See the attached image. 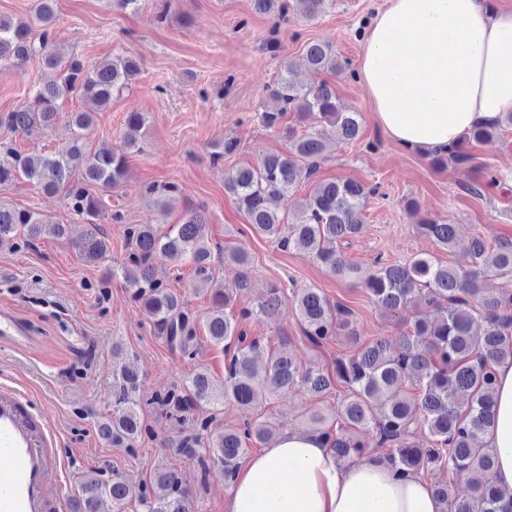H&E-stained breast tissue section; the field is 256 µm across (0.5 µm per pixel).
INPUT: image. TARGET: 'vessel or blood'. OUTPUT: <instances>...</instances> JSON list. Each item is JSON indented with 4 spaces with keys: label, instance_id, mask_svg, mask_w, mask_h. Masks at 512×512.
Returning a JSON list of instances; mask_svg holds the SVG:
<instances>
[{
    "label": "vessel or blood",
    "instance_id": "b4317fda",
    "mask_svg": "<svg viewBox=\"0 0 512 512\" xmlns=\"http://www.w3.org/2000/svg\"><path fill=\"white\" fill-rule=\"evenodd\" d=\"M39 343L30 323L0 306V344L19 351ZM70 466L59 431L19 386L0 383V512H63L61 480Z\"/></svg>",
    "mask_w": 512,
    "mask_h": 512
}]
</instances>
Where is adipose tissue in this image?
<instances>
[{"label":"adipose tissue","mask_w":512,"mask_h":512,"mask_svg":"<svg viewBox=\"0 0 512 512\" xmlns=\"http://www.w3.org/2000/svg\"><path fill=\"white\" fill-rule=\"evenodd\" d=\"M358 77L374 117L402 147L431 153L512 112V9L488 0H390ZM492 482L512 492V360L495 367ZM225 512H440L430 481L369 453L339 464L327 443L287 430L241 466Z\"/></svg>","instance_id":"ef3b65f1"}]
</instances>
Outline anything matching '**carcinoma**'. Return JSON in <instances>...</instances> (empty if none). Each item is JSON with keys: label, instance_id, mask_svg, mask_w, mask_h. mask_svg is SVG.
I'll return each mask as SVG.
<instances>
[{"label": "carcinoma", "instance_id": "obj_1", "mask_svg": "<svg viewBox=\"0 0 512 512\" xmlns=\"http://www.w3.org/2000/svg\"><path fill=\"white\" fill-rule=\"evenodd\" d=\"M309 20L324 11L326 0H294ZM57 0H37L27 19L0 15V63L21 67L38 58L57 79L35 88L31 98L9 112H0V128L27 133L35 128H52L64 122L71 136L56 153L39 158L11 148H0V187L25 179L47 195H61L70 210L83 217L89 229L74 243L86 262L104 258L106 244L99 236V225L119 223L122 214L93 187L118 186L126 172L127 155L141 153V131L146 115L137 110L127 113L122 145L118 151L100 150L90 154L84 147L83 132L94 123L93 110L60 112V101L70 95L90 103L94 110L106 108L112 97L132 88L141 72L140 63L117 55L97 64L73 56L61 60L54 51ZM259 13H288V0H253ZM305 64L316 75L336 74L348 66L332 46L323 42L307 45ZM291 66L285 65L278 79L267 88V105L260 113L263 125L276 129L286 112H296L309 131L288 129L289 151L268 154L254 164L237 167L224 175V188L233 194L251 229L273 237L278 244L297 254L320 262L331 273L358 280L371 299L385 312L400 314L412 299L424 297L439 311L435 320L416 316L407 330L393 342L375 339L362 342L356 330L354 312L332 303L318 288L291 292V302L300 320L302 335L315 351L325 343L347 336L353 350L336 357L333 370L316 364H301L286 346L265 348L262 340L247 334L252 319L275 320L285 298L284 287L267 285L250 306L239 309L232 318L224 315L236 295L249 288L242 275L236 288H216V306L199 323L184 309V303L153 273V262L165 259L180 267L186 262L205 281L214 280L210 266L211 250L199 234L207 223L205 210L186 212L179 224L161 233L151 224H133L127 235L133 245L122 266L131 298L139 302L152 319L158 333L182 353L192 354L196 329L224 349H233L224 364V380L216 385L207 372H197L183 386L154 395L150 404L163 408L176 419L200 405L230 402L247 414L237 428L211 429V422L199 424L202 431L213 430L212 455L224 467V481L235 477L249 452L247 443L265 444L279 435L277 424L269 419H252L258 392L277 398L287 393L323 397L336 393V406L330 413L308 415L309 432L324 439L339 461L369 449L390 464L422 477L448 474L445 481H432L442 512H512V492L504 493L492 484L476 485L463 498L456 495L457 481L475 468L489 470L496 449L482 439L483 427L492 418L495 387L494 365L512 359V291L494 295L484 288L488 270L481 264L486 243L479 236H466L459 225L444 220L423 219L418 231L437 246L458 251L471 259V267L444 265L430 254L418 255L405 263H380L363 275L347 261L342 244L363 230V210L370 191L355 180L336 181L317 177L328 134L345 140L359 136L361 115L345 112L339 106L334 88L325 80L308 85L294 83ZM512 125V112L496 123L477 126L465 140L483 141L494 137L502 125ZM465 165L473 156L461 146L433 154L436 166L446 162ZM311 183L302 200L293 198L294 187ZM178 191L173 184L146 187L148 200L163 209ZM285 199L301 213V221L285 233L286 214L271 206ZM62 236L66 228L38 212L17 210L0 203V243L22 233L30 239L45 229ZM496 270L512 275V240L497 242ZM112 391V416L99 426L100 433L116 444L134 447L143 435L151 434L141 420L135 399L139 375L125 368ZM372 435L371 442L363 439ZM126 488L115 477L105 482L94 473L83 477L78 488L83 512H96L103 496L121 506ZM145 512H193L189 495L182 487L181 474L173 469L154 473L140 496Z\"/></svg>", "mask_w": 512, "mask_h": 512}]
</instances>
